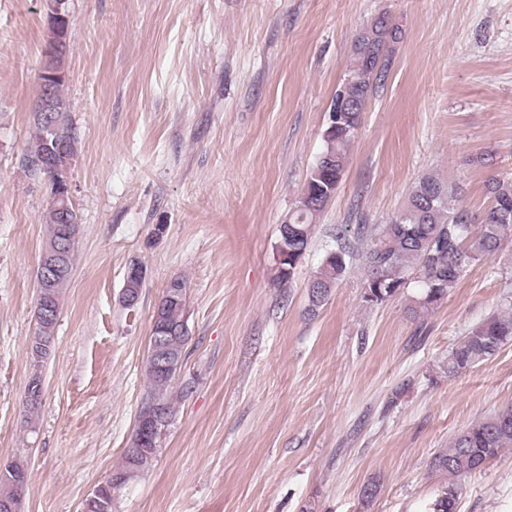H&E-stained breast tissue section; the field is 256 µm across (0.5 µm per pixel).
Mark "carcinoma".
Segmentation results:
<instances>
[{"mask_svg":"<svg viewBox=\"0 0 512 512\" xmlns=\"http://www.w3.org/2000/svg\"><path fill=\"white\" fill-rule=\"evenodd\" d=\"M402 30L387 14H380L363 26L353 42L350 61L344 77L336 88L328 112L324 147L316 158L295 207L288 213V235H279L286 242L288 263L277 267L283 284L291 283L298 263L311 245L317 220L333 199L343 179L348 151L361 125L362 112L376 87L383 84L393 64L395 44ZM67 47L45 54L41 70L65 72ZM66 81L58 83V132L54 145L56 163L46 172L48 180L64 177L78 151V141L68 120L64 95ZM32 132L23 155V164L36 175L31 157L47 150V131L36 115H31ZM485 189L491 199L479 223L458 203L459 189L436 174L423 175L408 191L401 207L384 224H361L352 231L346 225L336 226L334 246L326 250L320 265L313 272L307 287L309 317L317 316L331 292L349 272L353 261L362 258L366 275L362 301L369 306L381 305L401 290L415 284L408 312L421 319L429 315L457 288L468 265L492 259L504 243L512 239V178L494 174L488 177ZM62 201L48 197L45 210L46 238L40 257L56 252L65 243L60 269L51 276L46 287L39 289L36 305L52 304L61 309L75 261V244L81 232L80 218L72 212L71 223L61 219ZM183 305L174 300H160L153 325L164 326L170 368L160 372L156 356L147 357L146 374L152 395L139 414L160 412L159 429L173 415V406L166 391L180 370L189 340L183 330ZM35 335L44 342L32 341L31 359L34 374L26 389L24 406L32 418L42 403L44 385L40 363L50 356L56 323L41 321L35 315ZM512 341V313H494L472 327L457 345L448 350L442 372L453 377L479 365L502 346ZM161 434L142 438L133 431L122 465L108 479L98 484L83 502L82 512H113L118 490L145 470L156 457ZM512 447V406H507L482 421L458 432L448 450L434 456L431 469L460 477L482 469L506 448ZM28 485V467L22 460L4 464L0 472V512H22Z\"/></svg>","mask_w":512,"mask_h":512,"instance_id":"1","label":"carcinoma"}]
</instances>
